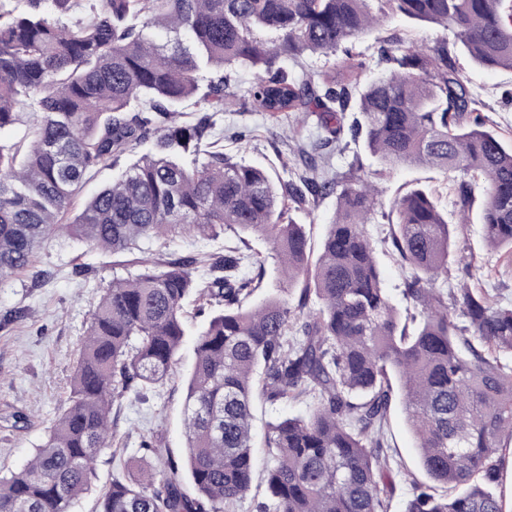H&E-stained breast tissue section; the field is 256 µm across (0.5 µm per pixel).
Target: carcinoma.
Instances as JSON below:
<instances>
[{"label":"carcinoma","mask_w":512,"mask_h":512,"mask_svg":"<svg viewBox=\"0 0 512 512\" xmlns=\"http://www.w3.org/2000/svg\"><path fill=\"white\" fill-rule=\"evenodd\" d=\"M31 5L0 3V131L19 105L38 109L29 145H0V277L27 269L59 231L125 255L145 240H213L229 230L271 245L278 291L303 288L294 304L252 303L254 279L241 271L264 269L267 256L246 242L225 243L221 255L132 260L139 270L113 276L91 314L43 443L0 476V512H71L99 456L119 455L122 399L145 400L170 381L197 318L207 322L192 338L184 464L141 440L151 462L113 479L98 512H235L257 470L255 400L307 397L308 414L267 424L268 494L256 512H389L395 377L433 481L410 482L404 512H512L493 491L512 460V305L493 304L481 286L492 271L469 264L458 287H433L448 273L453 232L468 223L479 181L484 239L512 255V141L488 126L446 47L393 42L380 50L388 71L367 80L347 47L389 11L450 29L472 62L512 71V0H94L70 24L59 16L73 0ZM310 54L334 58L316 84L283 66ZM238 66L256 72L247 96L268 118L318 112L326 144L344 133L388 169L449 176L457 223L423 189L392 206L388 240L413 327L377 270L367 176L323 178L310 164L278 185L224 155L214 116L235 98L228 70ZM190 99L198 108L180 122ZM148 142L67 220L100 168ZM331 194L336 212L314 258L310 230L289 212ZM439 484L453 494L438 493Z\"/></svg>","instance_id":"carcinoma-1"}]
</instances>
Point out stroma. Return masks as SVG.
Listing matches in <instances>:
<instances>
[{"instance_id": "35a3bbf8", "label": "stroma", "mask_w": 512, "mask_h": 512, "mask_svg": "<svg viewBox=\"0 0 512 512\" xmlns=\"http://www.w3.org/2000/svg\"><path fill=\"white\" fill-rule=\"evenodd\" d=\"M395 37L428 47L446 43L449 61L462 67L468 87L484 105V115L503 138L512 139V72L489 71L469 62L453 31L389 15L357 46L365 77L384 71L379 49ZM216 130L224 137L225 154L263 167L283 181L302 170L300 153L304 150L312 153L320 175L328 178L348 175L358 164L369 173L379 168L376 158L361 145L352 143L340 151L332 145L317 147L318 121L313 116L303 123L292 116L274 123L264 113L239 103L218 114ZM373 185L379 206L368 232L376 244L384 286L397 300L404 287V274L382 242L393 201L410 189L421 188L435 191L445 211H454L456 205L448 194L447 179L428 167L399 166L374 179ZM456 249L458 260L448 266L450 281L459 282L458 264L462 261L493 270L485 287L495 289L503 302L512 303V259L486 245L480 224L467 225L458 232ZM223 250V240L188 234L169 243H146L141 255L155 258L162 253L186 256ZM113 261L112 254L100 248L61 236L35 252L27 271L0 280L1 474L17 471L26 463L66 400L78 349L90 314L112 279ZM192 363V349L184 348L176 376L160 396L145 403L124 401L116 427L125 445L123 456L118 460L108 452L100 456L92 486L75 501L72 512H95L99 497L114 478L123 475L124 463L140 457L142 438H153L176 460L184 459L183 399ZM17 412L31 415L33 426L13 428L12 416ZM385 432L392 458L390 478L395 485L389 512H402L411 481L427 479L403 403L393 404Z\"/></svg>"}]
</instances>
